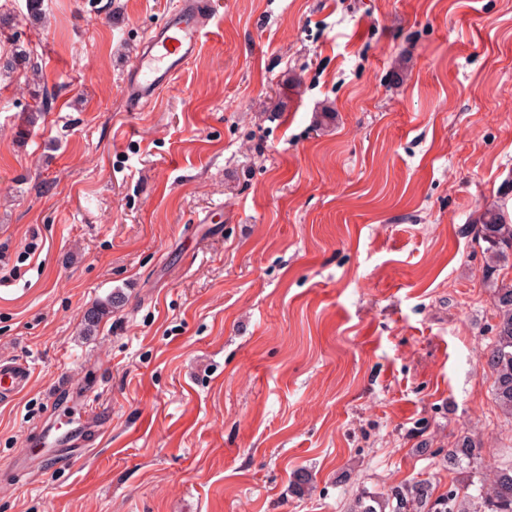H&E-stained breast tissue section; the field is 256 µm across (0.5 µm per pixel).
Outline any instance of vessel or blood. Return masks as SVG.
<instances>
[{"instance_id": "b4317fda", "label": "vessel or blood", "mask_w": 512, "mask_h": 512, "mask_svg": "<svg viewBox=\"0 0 512 512\" xmlns=\"http://www.w3.org/2000/svg\"><path fill=\"white\" fill-rule=\"evenodd\" d=\"M215 18L211 0H173L161 22L140 45L136 62L128 71L124 95L130 111L139 112L158 94L172 87L177 75L200 52L205 31ZM33 376L30 365L20 360L0 359V402L14 401ZM104 425L94 409V395L76 396L70 417L43 429L40 445L48 454L75 455L88 444L90 434Z\"/></svg>"}]
</instances>
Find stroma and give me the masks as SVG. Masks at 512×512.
<instances>
[{
  "instance_id": "obj_1",
  "label": "stroma",
  "mask_w": 512,
  "mask_h": 512,
  "mask_svg": "<svg viewBox=\"0 0 512 512\" xmlns=\"http://www.w3.org/2000/svg\"><path fill=\"white\" fill-rule=\"evenodd\" d=\"M26 3L0 0V356L33 366L0 512H346L418 480L471 512L449 449L512 446L472 234L512 182V0H218L140 112L170 0ZM91 373L103 434L14 468ZM215 18L212 1L175 0L140 45L124 84L131 112H140L171 88L177 75L200 52L205 31ZM122 302L123 298L121 295H112L91 307L83 316V334L90 336L100 323L112 314V309L120 307Z\"/></svg>"
}]
</instances>
